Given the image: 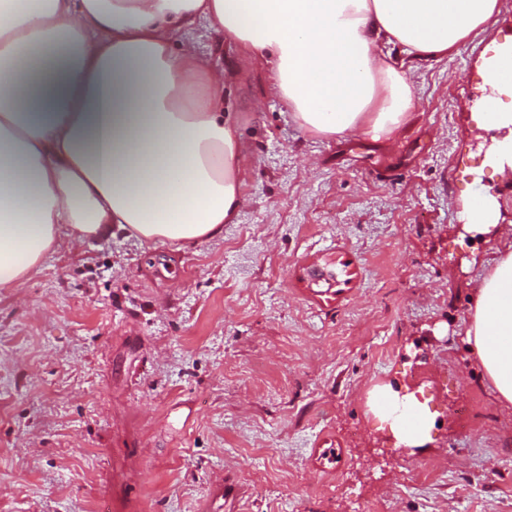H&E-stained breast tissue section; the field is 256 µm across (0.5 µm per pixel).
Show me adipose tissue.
I'll use <instances>...</instances> for the list:
<instances>
[{
  "label": "adipose tissue",
  "instance_id": "ef3b65f1",
  "mask_svg": "<svg viewBox=\"0 0 512 512\" xmlns=\"http://www.w3.org/2000/svg\"><path fill=\"white\" fill-rule=\"evenodd\" d=\"M499 12V0H0V288L29 279L66 236L117 227L182 245L236 222L248 154L224 76L182 41L200 25L268 69L306 133L378 141L415 107L406 60L447 58ZM482 75L494 93L475 125L504 131L487 163L508 178L512 47L484 58ZM465 214L464 232L506 230L492 197ZM464 341L512 411V250L475 285ZM369 405L400 443L429 441L414 397L382 386Z\"/></svg>",
  "mask_w": 512,
  "mask_h": 512
}]
</instances>
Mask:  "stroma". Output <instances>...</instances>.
Listing matches in <instances>:
<instances>
[{"label":"stroma","mask_w":512,"mask_h":512,"mask_svg":"<svg viewBox=\"0 0 512 512\" xmlns=\"http://www.w3.org/2000/svg\"><path fill=\"white\" fill-rule=\"evenodd\" d=\"M511 38L500 0L486 34L417 62L415 111L375 141L305 133L267 69L189 33L249 152L238 220L182 246L67 242L0 288V512H512V415L464 342V260L512 243L458 232L478 193L512 224L483 166L497 134L471 120L480 56ZM379 386L420 395L426 447L400 452Z\"/></svg>","instance_id":"stroma-1"}]
</instances>
